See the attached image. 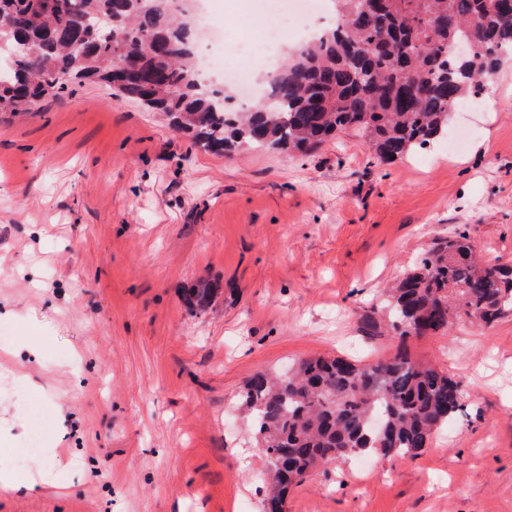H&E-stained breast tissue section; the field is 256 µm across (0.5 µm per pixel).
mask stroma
I'll list each match as a JSON object with an SVG mask.
<instances>
[{
    "label": "stroma",
    "instance_id": "obj_1",
    "mask_svg": "<svg viewBox=\"0 0 512 512\" xmlns=\"http://www.w3.org/2000/svg\"><path fill=\"white\" fill-rule=\"evenodd\" d=\"M254 38L248 0H215ZM497 107L382 164L345 133L310 156L195 148L163 114L74 82L0 117V465L43 484L0 512H262L264 456L240 392L311 355L404 349L466 397L415 458H354L290 489L286 512H512V314L445 336L362 335L358 316L438 239L512 263V60ZM228 292L190 312L184 288ZM31 325L39 357L13 359Z\"/></svg>",
    "mask_w": 512,
    "mask_h": 512
}]
</instances>
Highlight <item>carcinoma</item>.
Returning a JSON list of instances; mask_svg holds the SVG:
<instances>
[{"label":"carcinoma","mask_w":512,"mask_h":512,"mask_svg":"<svg viewBox=\"0 0 512 512\" xmlns=\"http://www.w3.org/2000/svg\"><path fill=\"white\" fill-rule=\"evenodd\" d=\"M340 23L300 46L269 78L275 103L235 110L208 88L184 8L133 0H0V113L24 114L68 87L98 79L124 100L159 111L213 154L233 146L288 147L309 155L338 133L367 139L393 162L448 131L451 112L512 58V0H334ZM128 19L112 36V16ZM471 43L465 59L451 51ZM135 69L116 85L117 62ZM221 285L201 279L185 302L205 310ZM512 313V265L486 264L466 232L442 239L386 298L359 315L367 336L446 335L453 321L489 327ZM242 396L271 477L263 512H285L288 489L339 458L416 457L462 407L460 382L404 350L371 364L311 356L286 377L253 374Z\"/></svg>","instance_id":"cac0c4a2"}]
</instances>
